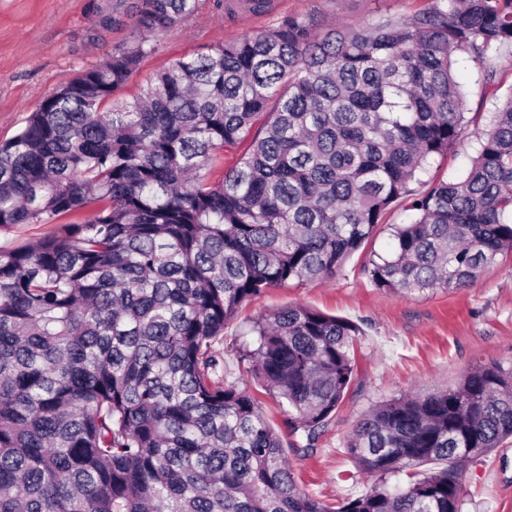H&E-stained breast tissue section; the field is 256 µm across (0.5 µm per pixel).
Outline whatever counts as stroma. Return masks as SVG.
<instances>
[{
  "instance_id": "35a3bbf8",
  "label": "stroma",
  "mask_w": 512,
  "mask_h": 512,
  "mask_svg": "<svg viewBox=\"0 0 512 512\" xmlns=\"http://www.w3.org/2000/svg\"><path fill=\"white\" fill-rule=\"evenodd\" d=\"M113 0H0V142L15 136L30 112L62 81L111 57L132 38L130 21L99 24ZM262 16L227 20L202 0L196 18L160 36L120 91L132 100L153 74L170 61L209 52L226 41L261 31L288 14L314 20L318 29L343 21H368L381 13L411 14L427 0H269ZM494 103L479 91L467 98L475 113L453 153L435 162L429 176H460L477 147L483 113ZM299 303L354 321L364 331L357 350L358 373L317 453L289 452L288 460L308 492L333 503L370 490L373 480L359 472L343 449L358 417L381 402L407 394L425 395L456 384L473 366L512 365V255L485 267L469 287L404 296L373 286L354 255L326 281H290L265 290L224 328L220 351L224 379L249 381L237 349L251 343L258 317ZM460 512H512V443L467 463L462 471Z\"/></svg>"
}]
</instances>
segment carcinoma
<instances>
[{"label":"carcinoma","mask_w":512,"mask_h":512,"mask_svg":"<svg viewBox=\"0 0 512 512\" xmlns=\"http://www.w3.org/2000/svg\"><path fill=\"white\" fill-rule=\"evenodd\" d=\"M200 6L115 0L132 40L0 143V227L69 219L0 247V512H459L461 463L512 438V365L363 414L344 449L375 482L330 505L300 486L285 447L316 453L363 329L301 304L252 325L240 359L288 442L224 381L215 344L265 289L335 277L395 203L413 219L364 262L378 288H466L512 254V91L465 174L416 189L472 122L457 59L499 99L485 62L512 44V0H428L321 32L288 14L118 100L155 38ZM216 7L261 14L268 0ZM400 472L406 484L389 485Z\"/></svg>","instance_id":"carcinoma-1"}]
</instances>
